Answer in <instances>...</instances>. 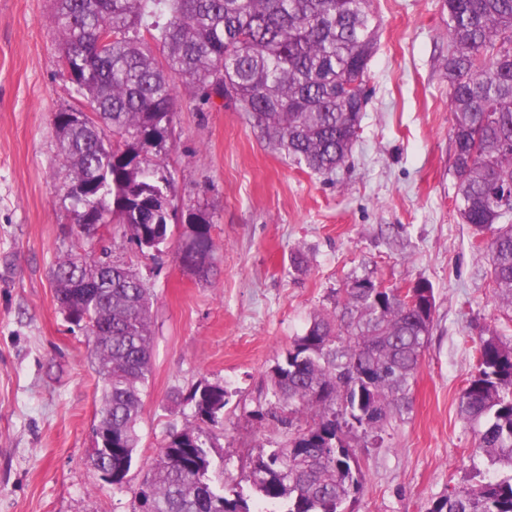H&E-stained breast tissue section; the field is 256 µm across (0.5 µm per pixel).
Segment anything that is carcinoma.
Segmentation results:
<instances>
[{
    "instance_id": "carcinoma-1",
    "label": "carcinoma",
    "mask_w": 512,
    "mask_h": 512,
    "mask_svg": "<svg viewBox=\"0 0 512 512\" xmlns=\"http://www.w3.org/2000/svg\"><path fill=\"white\" fill-rule=\"evenodd\" d=\"M448 14V106L453 115L455 209L490 261V288L512 313V0H442ZM59 61L92 117L58 130L68 175L61 187L75 223L91 211L121 224L140 250L169 237L175 176L167 168L176 81L210 107L233 106L294 164L331 174L359 136L375 44L370 0H52ZM162 58H157L153 47ZM220 98L216 103L214 98ZM76 184L92 194L75 197ZM187 236L207 248L212 216L189 213ZM85 284L75 295V280ZM66 320L88 337L101 392L95 422L112 427V485L122 488L139 443L142 391L151 375L150 288L123 264L71 254L53 272ZM350 277L338 311L317 312L270 368L260 421L286 441L260 453L226 490L217 435L229 392L196 386L197 426L171 428L140 484L133 512H345L365 474L352 441L383 440L389 420L412 410L411 381L432 328L417 289L377 288ZM476 372L459 397L478 451L512 469V339L473 340ZM431 512H512V474L454 489Z\"/></svg>"
}]
</instances>
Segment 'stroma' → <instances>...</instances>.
I'll use <instances>...</instances> for the list:
<instances>
[{
	"mask_svg": "<svg viewBox=\"0 0 512 512\" xmlns=\"http://www.w3.org/2000/svg\"><path fill=\"white\" fill-rule=\"evenodd\" d=\"M378 21L368 102L352 153L335 175L300 169L244 113L206 109L178 89L173 204L213 218L214 272H183L173 249L142 254L108 225L94 257L122 263L152 293V376L140 445L117 490L88 455L100 404L87 338L54 299L51 271L76 246L57 192L67 170L51 114L74 102L58 62L50 0H0V512H133L131 486L170 428L196 423L187 397L204 383L228 392L224 481L283 436L250 415L268 372L310 317L332 311L346 278L433 288V327L412 382V410L381 444L359 448L365 482L346 512H430L464 484L503 474L475 450L459 396L474 370L472 340L511 330L489 288L490 264L453 204L448 27L441 0H371ZM304 253L306 271L290 265Z\"/></svg>",
	"mask_w": 512,
	"mask_h": 512,
	"instance_id": "1",
	"label": "stroma"
}]
</instances>
